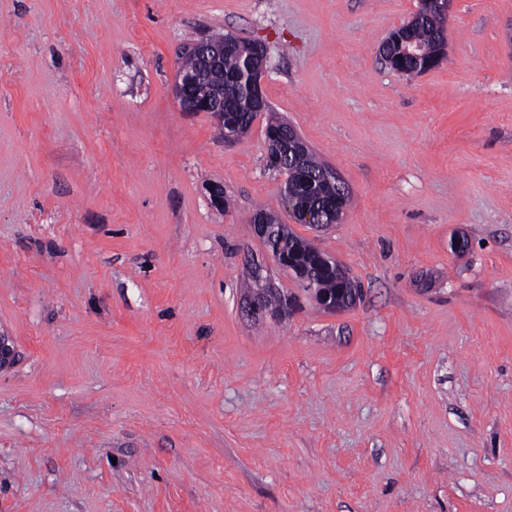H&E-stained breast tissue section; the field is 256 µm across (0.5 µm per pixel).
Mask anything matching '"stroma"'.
Here are the masks:
<instances>
[{
    "label": "stroma",
    "mask_w": 512,
    "mask_h": 512,
    "mask_svg": "<svg viewBox=\"0 0 512 512\" xmlns=\"http://www.w3.org/2000/svg\"><path fill=\"white\" fill-rule=\"evenodd\" d=\"M417 5L0 0V512H512V0H456L398 74ZM214 34L265 44L340 223L294 217L266 115L228 143L183 111L176 53ZM261 208L361 300L318 306ZM257 264L288 318L245 312ZM412 20L407 23V26L401 28V30L405 28L403 31L405 38L411 39L416 43L429 45L436 56L443 57L445 55L446 41L444 32L436 24V20L422 17L421 21L411 24ZM417 50H418V48L411 41L407 42L406 53L410 57L417 60L420 64H422L423 69L426 70V72L430 71L432 69H435L436 67H438L441 64L442 60H437V58H435L434 61H431V60L423 57V55L418 53ZM410 57H404L405 64H404V69H403L402 73L406 74V75L423 73L422 67H420L419 63H417L415 60H413Z\"/></svg>",
    "instance_id": "stroma-1"
}]
</instances>
